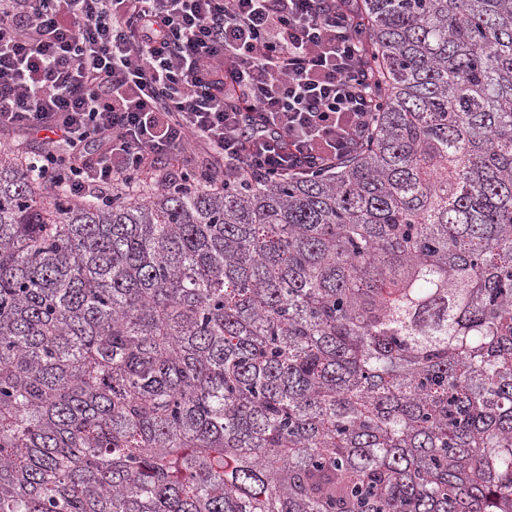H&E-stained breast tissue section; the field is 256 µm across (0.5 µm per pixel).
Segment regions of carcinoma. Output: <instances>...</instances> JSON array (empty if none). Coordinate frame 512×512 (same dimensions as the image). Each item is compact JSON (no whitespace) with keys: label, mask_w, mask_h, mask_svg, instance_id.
Wrapping results in <instances>:
<instances>
[{"label":"carcinoma","mask_w":512,"mask_h":512,"mask_svg":"<svg viewBox=\"0 0 512 512\" xmlns=\"http://www.w3.org/2000/svg\"><path fill=\"white\" fill-rule=\"evenodd\" d=\"M373 132L75 198L0 144V512H512V0H363Z\"/></svg>","instance_id":"carcinoma-1"}]
</instances>
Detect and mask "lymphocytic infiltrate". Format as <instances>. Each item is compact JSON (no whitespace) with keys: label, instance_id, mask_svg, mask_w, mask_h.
I'll list each match as a JSON object with an SVG mask.
<instances>
[{"label":"lymphocytic infiltrate","instance_id":"obj_1","mask_svg":"<svg viewBox=\"0 0 512 512\" xmlns=\"http://www.w3.org/2000/svg\"><path fill=\"white\" fill-rule=\"evenodd\" d=\"M361 0H0V131L75 195L335 168L369 136Z\"/></svg>","mask_w":512,"mask_h":512}]
</instances>
